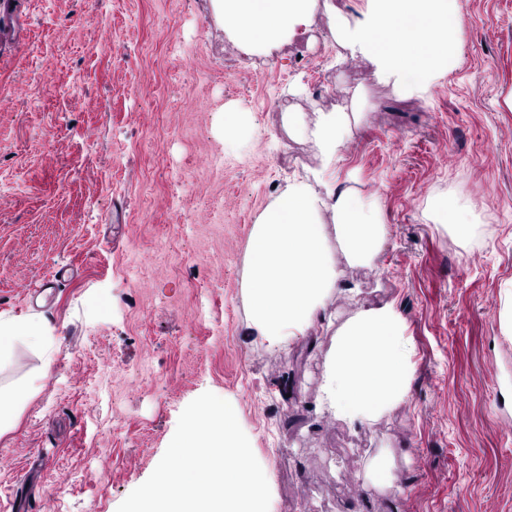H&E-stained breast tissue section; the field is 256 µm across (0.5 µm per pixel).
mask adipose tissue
I'll use <instances>...</instances> for the list:
<instances>
[{
	"label": "adipose tissue",
	"mask_w": 512,
	"mask_h": 512,
	"mask_svg": "<svg viewBox=\"0 0 512 512\" xmlns=\"http://www.w3.org/2000/svg\"><path fill=\"white\" fill-rule=\"evenodd\" d=\"M230 34L248 49L268 51L294 33L313 0H213ZM363 19L339 23L343 48L367 57L377 72L411 94L424 95L443 75L453 49L448 0H368ZM362 119L358 112L321 113L310 132L323 171ZM330 213L336 239L351 263L371 264L388 236L378 201L351 186L328 182L315 193L308 181L287 182L255 222L247 247L246 298L261 341L282 350L303 335L338 286L328 261L322 215ZM48 351L40 318H0V364L17 345ZM413 345L392 305L365 308L336 330L322 377V402L337 418L367 428L404 401L410 390Z\"/></svg>",
	"instance_id": "adipose-tissue-1"
}]
</instances>
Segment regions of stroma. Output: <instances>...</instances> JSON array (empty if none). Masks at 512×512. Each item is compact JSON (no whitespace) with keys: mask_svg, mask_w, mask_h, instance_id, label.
<instances>
[{"mask_svg":"<svg viewBox=\"0 0 512 512\" xmlns=\"http://www.w3.org/2000/svg\"><path fill=\"white\" fill-rule=\"evenodd\" d=\"M366 6L316 0L260 54L212 0H26L0 50V315L45 319L53 367L0 435V512H117L207 391L236 408L269 512H512V0H452L448 74L421 96L336 44L335 12ZM356 104L339 179L389 235L371 266L332 248L342 289L284 354L250 326L247 242L286 180L322 191L308 130ZM439 197L476 242L430 219ZM383 303L415 346L410 391L354 429L321 403L325 359ZM380 453L394 486L366 475Z\"/></svg>","mask_w":512,"mask_h":512,"instance_id":"obj_1","label":"stroma"}]
</instances>
